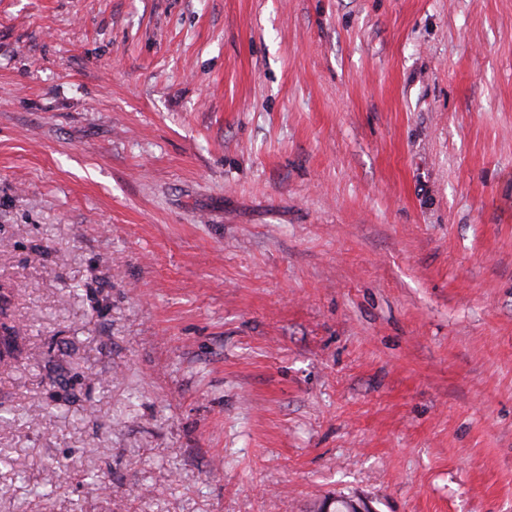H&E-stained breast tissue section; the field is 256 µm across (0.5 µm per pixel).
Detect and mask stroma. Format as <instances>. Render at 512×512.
Instances as JSON below:
<instances>
[{
	"label": "stroma",
	"mask_w": 512,
	"mask_h": 512,
	"mask_svg": "<svg viewBox=\"0 0 512 512\" xmlns=\"http://www.w3.org/2000/svg\"><path fill=\"white\" fill-rule=\"evenodd\" d=\"M0 322V512H512V0H0Z\"/></svg>",
	"instance_id": "1"
}]
</instances>
